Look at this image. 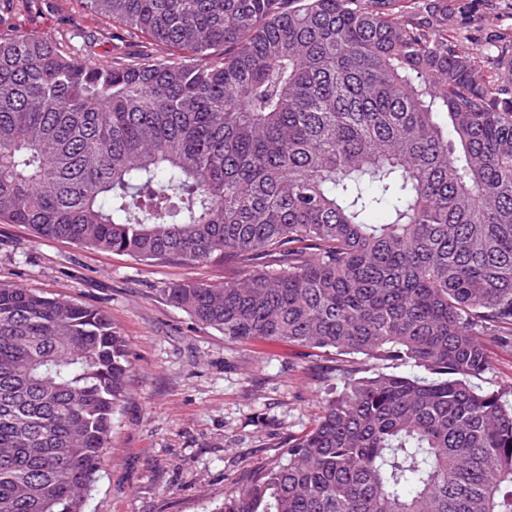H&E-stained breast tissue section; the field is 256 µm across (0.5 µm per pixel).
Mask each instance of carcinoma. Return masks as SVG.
Returning <instances> with one entry per match:
<instances>
[{
  "label": "carcinoma",
  "instance_id": "1",
  "mask_svg": "<svg viewBox=\"0 0 512 512\" xmlns=\"http://www.w3.org/2000/svg\"><path fill=\"white\" fill-rule=\"evenodd\" d=\"M146 38L91 61L0 0V219L142 261L241 343L414 363L348 381L212 512H512V39L437 0H75ZM382 213L378 223L369 221ZM132 355L104 310L0 283V512H83ZM490 23H492L494 29L512 31V0L494 1V18L491 16L488 19L478 14L472 18L469 27L460 34L465 48L469 51L481 53L479 58L481 56L485 57L483 60H486V53L489 52L486 49L485 35L488 32V26L486 25ZM491 358L490 369L482 376L472 380L473 384L484 390H512V345L503 343L494 336H485Z\"/></svg>",
  "mask_w": 512,
  "mask_h": 512
}]
</instances>
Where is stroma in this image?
Here are the masks:
<instances>
[{"label":"stroma","instance_id":"stroma-1","mask_svg":"<svg viewBox=\"0 0 512 512\" xmlns=\"http://www.w3.org/2000/svg\"><path fill=\"white\" fill-rule=\"evenodd\" d=\"M38 32L93 35L89 53L113 43L137 52L139 37L54 0ZM512 31V0H495L494 15L472 18L460 38L485 52L488 29ZM237 263L186 266L147 263L66 240L36 237L0 220V282L107 311L133 356L127 391L110 446L84 512H211L225 492L274 463L285 440L310 430L347 373L370 368L416 374L413 365L360 354L311 349L283 340L240 343L196 324L168 304L163 288L178 280L219 283L239 278ZM491 366L475 378L486 390H512V345L486 337Z\"/></svg>","mask_w":512,"mask_h":512}]
</instances>
